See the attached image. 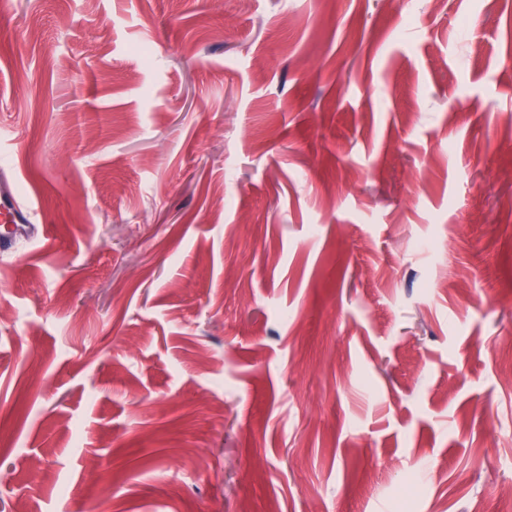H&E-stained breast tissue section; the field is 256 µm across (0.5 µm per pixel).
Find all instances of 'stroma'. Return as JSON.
Wrapping results in <instances>:
<instances>
[{
    "label": "stroma",
    "mask_w": 512,
    "mask_h": 512,
    "mask_svg": "<svg viewBox=\"0 0 512 512\" xmlns=\"http://www.w3.org/2000/svg\"><path fill=\"white\" fill-rule=\"evenodd\" d=\"M512 0H0V512H496ZM16 180L2 182L0 186V222L8 225V231L1 233L0 251H10L19 237L35 240H48L45 225H34L33 208L18 196Z\"/></svg>",
    "instance_id": "1"
}]
</instances>
